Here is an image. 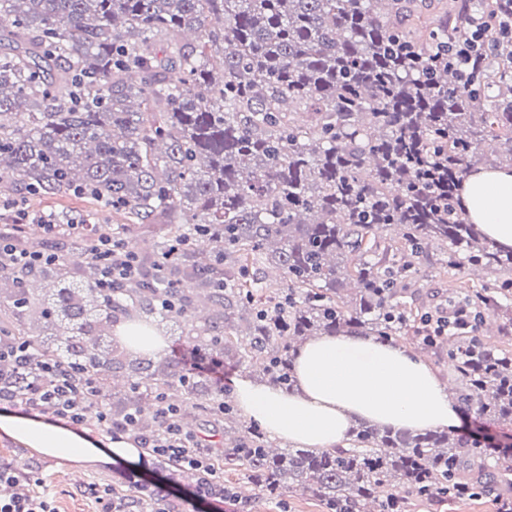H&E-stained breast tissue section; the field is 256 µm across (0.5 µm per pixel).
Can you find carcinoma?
<instances>
[{
    "instance_id": "1",
    "label": "carcinoma",
    "mask_w": 512,
    "mask_h": 512,
    "mask_svg": "<svg viewBox=\"0 0 512 512\" xmlns=\"http://www.w3.org/2000/svg\"><path fill=\"white\" fill-rule=\"evenodd\" d=\"M499 0H0V188L84 195L123 215L112 236L150 233L142 278L102 286L85 249L51 259L12 294L6 333L34 366L68 363L121 428L192 404L201 426L233 408L206 376L133 357L114 338L154 315L187 342L255 363L292 387L309 336H406L452 366L456 397L512 426V352L490 346L512 316V251L463 219L460 183L512 166V31ZM480 27L493 50L464 78L448 44ZM493 277L465 294L475 329L424 336L401 298L432 252ZM89 270L68 277L71 259ZM201 309L209 311L198 320ZM26 315L42 323L34 332ZM126 376L124 401L109 404ZM213 456L266 498L296 493L322 512H414L447 500L512 498V449L361 423L347 448H275L256 426L224 431ZM120 495L178 512L165 486Z\"/></svg>"
}]
</instances>
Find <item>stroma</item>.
I'll return each instance as SVG.
<instances>
[{"label": "stroma", "mask_w": 512, "mask_h": 512, "mask_svg": "<svg viewBox=\"0 0 512 512\" xmlns=\"http://www.w3.org/2000/svg\"><path fill=\"white\" fill-rule=\"evenodd\" d=\"M20 209L67 227L64 234L52 237L44 233L39 225H27L24 232L18 235L20 247L26 249L37 244L71 252L80 238L95 232L98 227H109L120 221L111 208L86 198L70 194L34 197L25 190L15 189L6 198H0V232L10 228L15 212ZM483 282V277L471 271L444 269L437 256L433 255L421 263L411 288L418 295V304L431 311L445 307L448 300L463 297L466 289L480 287ZM0 461L38 470L58 512H96L94 499L87 493L88 486H110L122 493L131 489L138 479L162 481L171 497L181 501L182 512H233L232 506L222 500L194 499L192 487L152 460L145 463L137 459L127 464L75 465L43 455L37 449L0 432ZM224 481L246 496L251 503L249 512H321L318 503L305 495H294L283 503L263 497L247 476L240 472H225Z\"/></svg>", "instance_id": "obj_1"}]
</instances>
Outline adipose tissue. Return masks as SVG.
I'll return each mask as SVG.
<instances>
[{"instance_id":"ef3b65f1","label":"adipose tissue","mask_w":512,"mask_h":512,"mask_svg":"<svg viewBox=\"0 0 512 512\" xmlns=\"http://www.w3.org/2000/svg\"><path fill=\"white\" fill-rule=\"evenodd\" d=\"M465 219L497 247L512 249V168L481 167L462 182ZM297 387L286 393L240 379L234 401L275 439L301 448H333L352 426L369 422L410 431L457 426L462 409L434 367L410 350L360 335L316 336L293 356ZM0 431L64 461L135 460L124 439L108 449L69 428L0 416Z\"/></svg>"}]
</instances>
